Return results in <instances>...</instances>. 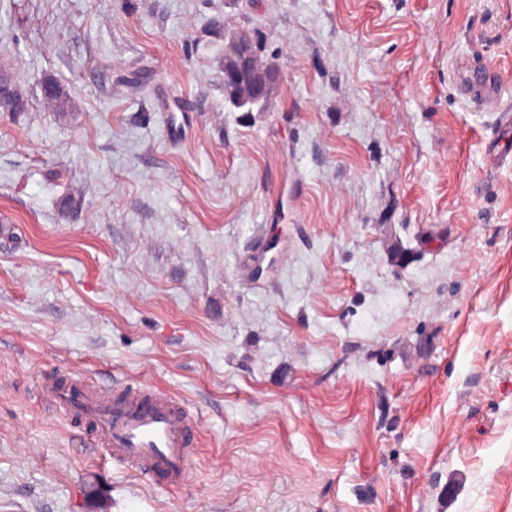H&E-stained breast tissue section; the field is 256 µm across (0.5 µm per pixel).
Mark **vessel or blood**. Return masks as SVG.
<instances>
[{"label":"vessel or blood","instance_id":"obj_1","mask_svg":"<svg viewBox=\"0 0 512 512\" xmlns=\"http://www.w3.org/2000/svg\"><path fill=\"white\" fill-rule=\"evenodd\" d=\"M479 84L476 96L491 107L500 124H512V106L501 101L491 79L480 78ZM41 389L46 398L66 406L74 421L89 427L93 446L108 461L125 465L156 486L187 483L197 430L167 395L107 393L84 384L76 372L67 383H45Z\"/></svg>","mask_w":512,"mask_h":512}]
</instances>
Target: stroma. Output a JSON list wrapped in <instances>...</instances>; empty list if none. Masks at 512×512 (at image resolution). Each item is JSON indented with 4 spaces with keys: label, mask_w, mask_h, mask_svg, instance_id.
Instances as JSON below:
<instances>
[{
    "label": "stroma",
    "mask_w": 512,
    "mask_h": 512,
    "mask_svg": "<svg viewBox=\"0 0 512 512\" xmlns=\"http://www.w3.org/2000/svg\"><path fill=\"white\" fill-rule=\"evenodd\" d=\"M14 2L0 512H512V129L462 89L512 103V0ZM74 371L198 415L189 481L80 442ZM250 73L248 45L233 41L224 53V84H229Z\"/></svg>",
    "instance_id": "35a3bbf8"
}]
</instances>
